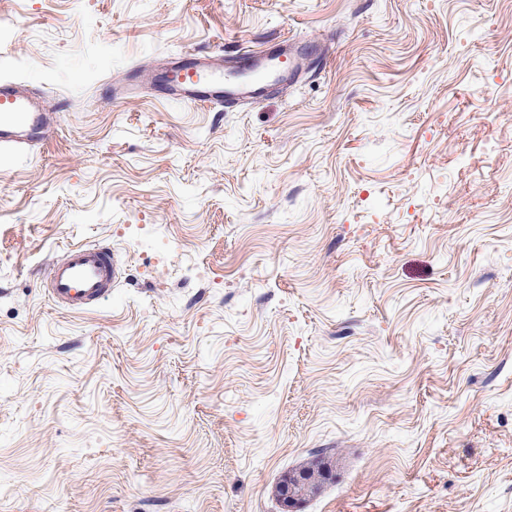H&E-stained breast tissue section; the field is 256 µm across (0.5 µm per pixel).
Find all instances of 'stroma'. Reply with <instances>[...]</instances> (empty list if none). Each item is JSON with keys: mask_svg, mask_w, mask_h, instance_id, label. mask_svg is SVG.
Instances as JSON below:
<instances>
[{"mask_svg": "<svg viewBox=\"0 0 512 512\" xmlns=\"http://www.w3.org/2000/svg\"><path fill=\"white\" fill-rule=\"evenodd\" d=\"M286 39L254 103L159 79ZM3 79L62 118L0 153V512H280L318 454L303 512H512V0H0ZM118 265L112 249L102 244L72 245L52 264L46 294L57 305L80 311L112 294ZM277 498L283 512H299L312 494L309 480L302 470L290 472L281 479Z\"/></svg>", "mask_w": 512, "mask_h": 512, "instance_id": "35a3bbf8", "label": "stroma"}]
</instances>
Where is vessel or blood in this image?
Segmentation results:
<instances>
[{
    "mask_svg": "<svg viewBox=\"0 0 512 512\" xmlns=\"http://www.w3.org/2000/svg\"><path fill=\"white\" fill-rule=\"evenodd\" d=\"M297 50L296 44L285 42L275 52H248L231 71L220 57L189 56L170 71V94L202 107L231 108L261 99L270 85L293 76ZM58 119V111L42 108L23 83L0 81V150L23 152L35 140L47 139ZM117 279L118 265L111 248L72 245L49 269L46 294L53 303L80 311L111 295Z\"/></svg>",
    "mask_w": 512,
    "mask_h": 512,
    "instance_id": "vessel-or-blood-1",
    "label": "vessel or blood"
}]
</instances>
